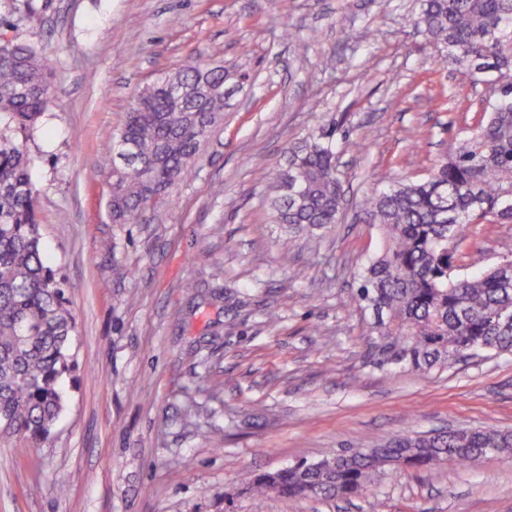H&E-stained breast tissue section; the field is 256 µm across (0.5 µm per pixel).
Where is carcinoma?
<instances>
[{
    "mask_svg": "<svg viewBox=\"0 0 512 512\" xmlns=\"http://www.w3.org/2000/svg\"><path fill=\"white\" fill-rule=\"evenodd\" d=\"M411 24L439 48L442 63L464 78L494 75L498 96L485 104L427 178L376 179L360 201L365 221L385 248L353 272L351 302L373 316L363 364L418 373L451 369L483 354H512V260L484 269L458 252L473 224L512 222V0H420ZM51 102L50 67L40 48L0 39V439H48L65 407L62 379L74 368L76 333L63 283L47 264L36 219L37 189L26 144L16 132L37 123ZM224 121V74L203 55L160 77L129 104L110 133L109 207L114 224H139L170 205L169 189L194 172L201 143ZM275 223L320 236L346 208L336 168V120L288 145L274 194ZM512 452V432L458 428L402 434L366 448L331 449L328 469L309 462L274 476L255 475L244 493L261 504L271 496L348 499L368 491L387 470H426Z\"/></svg>",
    "mask_w": 512,
    "mask_h": 512,
    "instance_id": "cac0c4a2",
    "label": "carcinoma"
}]
</instances>
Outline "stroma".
<instances>
[{
  "label": "stroma",
  "mask_w": 512,
  "mask_h": 512,
  "mask_svg": "<svg viewBox=\"0 0 512 512\" xmlns=\"http://www.w3.org/2000/svg\"><path fill=\"white\" fill-rule=\"evenodd\" d=\"M0 0V36L41 46L52 101L27 140L43 249L79 333L48 440L0 441V512H512V453L378 475L348 500L238 490L327 449L404 432L512 430V355L421 374L362 366L349 269L382 241L356 210L320 238L271 221L289 142L335 122L348 198L377 171L419 180L482 110L409 19L417 0ZM204 54L224 122L196 173L145 223L109 212L112 151L134 96ZM269 179L258 182L255 158ZM512 256V223L461 255ZM304 270L301 279L290 271ZM70 481L60 494L61 481Z\"/></svg>",
  "instance_id": "1"
}]
</instances>
